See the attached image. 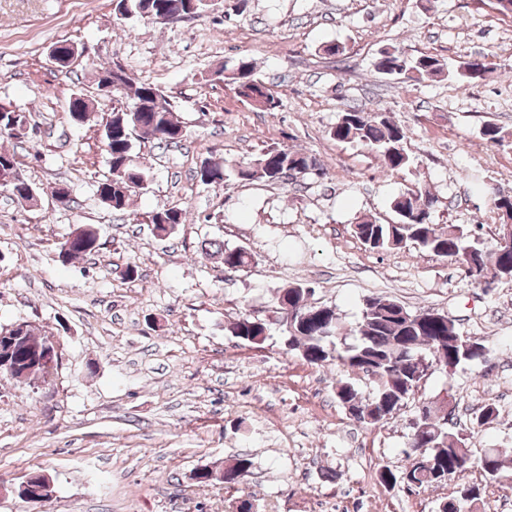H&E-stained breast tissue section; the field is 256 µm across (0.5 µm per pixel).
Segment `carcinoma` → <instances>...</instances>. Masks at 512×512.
<instances>
[{"label":"carcinoma","mask_w":512,"mask_h":512,"mask_svg":"<svg viewBox=\"0 0 512 512\" xmlns=\"http://www.w3.org/2000/svg\"><path fill=\"white\" fill-rule=\"evenodd\" d=\"M212 5L206 0H112L115 22L132 18L150 20L161 14H174L179 19L196 17L209 11ZM52 58L61 68L73 63L71 43H58ZM376 71L399 83L419 82L439 78L449 72L445 60L430 54L411 56L402 49L387 46L379 50L374 60ZM489 64H473L464 71H456L463 82H476L486 76ZM215 79L234 86L239 97L260 112H274L279 107V97L271 87L255 76L254 62L239 59L232 67L222 66L213 72ZM112 107L101 122V137L108 157L110 176L97 185V194L110 209L120 212L129 206L130 192L143 189L148 175L137 161L135 147L138 143L158 142L174 144L182 140L183 127L177 121L174 106L159 88L128 78L123 86L112 91ZM96 111L94 99L82 92L71 94L68 103L70 119L83 124L90 121ZM29 116L23 111L0 112V137L21 140L24 134L7 132L11 126L23 127ZM331 136L346 143H360L370 148L390 170H400L410 165L404 143L406 130L385 112H371L347 107L340 112ZM481 134L492 146H501L506 140L502 129L494 124L485 125ZM308 175L322 176L316 157L307 152L286 146H268L253 157L228 165L222 160H209L197 172L202 183L222 186L229 178L241 182L263 181L278 183ZM493 206L506 218L512 214V195L496 193L492 186H485ZM436 198L419 189H409L396 197L392 209L397 220L379 224L372 217L355 218L353 232L364 244L374 250L399 248L409 242L438 257L454 259L467 255L474 267L469 277L478 279L483 267L512 265V245H503L494 239L492 246L468 235L460 226L450 225L438 229L432 224L431 214ZM146 223L153 226L158 237H166L175 227L184 223L183 212L177 208L154 211ZM73 240H67L60 252L62 259L85 257L98 247L97 231L87 225L78 226ZM205 253L215 251L222 256L224 267H247L253 255L246 248L229 247L222 242L210 241L201 247ZM307 287L295 285L283 290L278 303L301 305L303 318L295 321L293 329H283L288 336V351L298 353L310 365L317 366L336 360L354 372L375 378L371 393H363L346 381L336 385V399L351 417L372 427L383 425L399 412L405 401L414 395L421 384V377L413 363L418 357L429 361L461 364L484 358L486 347L478 341L460 335L451 320L430 318L422 312L411 311L394 299L368 298L365 300L360 320L353 335L356 342L337 341L333 332L340 329L334 309L305 304ZM228 330L239 340L259 345L264 342L266 323L243 313L230 323ZM13 332L0 328V348L11 352L13 363L29 371V377L43 381L53 377L43 358H33L32 347L24 341L9 342ZM434 407L425 406L417 427L409 428L407 458L411 469L401 474L388 467L379 470L378 478L392 487L402 484L408 488H429L462 476L470 467V448L463 434L448 431L440 420H429ZM487 458L479 461L484 474L492 480L512 482V471L506 469L501 455L494 448L486 449ZM251 459L240 456L224 467V480L234 482L233 475L248 472ZM481 490L476 485H464L455 495L439 504L438 512H478Z\"/></svg>","instance_id":"1"}]
</instances>
